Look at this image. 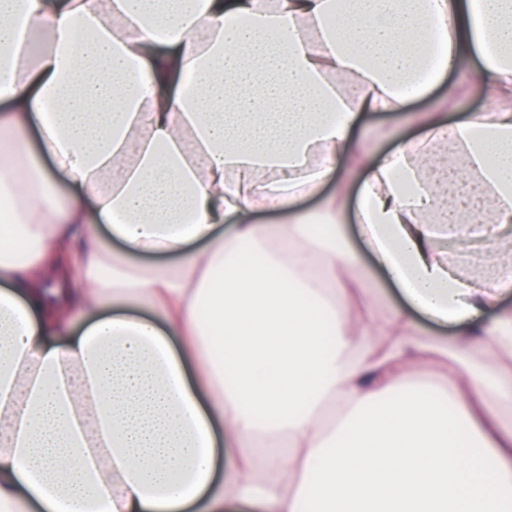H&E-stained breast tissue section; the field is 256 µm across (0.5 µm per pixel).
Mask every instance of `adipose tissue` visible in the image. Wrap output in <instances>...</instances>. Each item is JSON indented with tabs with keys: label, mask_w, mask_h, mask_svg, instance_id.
I'll return each mask as SVG.
<instances>
[{
	"label": "adipose tissue",
	"mask_w": 512,
	"mask_h": 512,
	"mask_svg": "<svg viewBox=\"0 0 512 512\" xmlns=\"http://www.w3.org/2000/svg\"><path fill=\"white\" fill-rule=\"evenodd\" d=\"M474 60L491 106L423 113L369 166L360 114ZM1 103L0 512H512L486 413L512 370L466 360L512 353V311L478 321L512 290V0H0ZM347 224L405 300L388 316ZM447 237L493 239L490 274Z\"/></svg>",
	"instance_id": "ef3b65f1"
}]
</instances>
